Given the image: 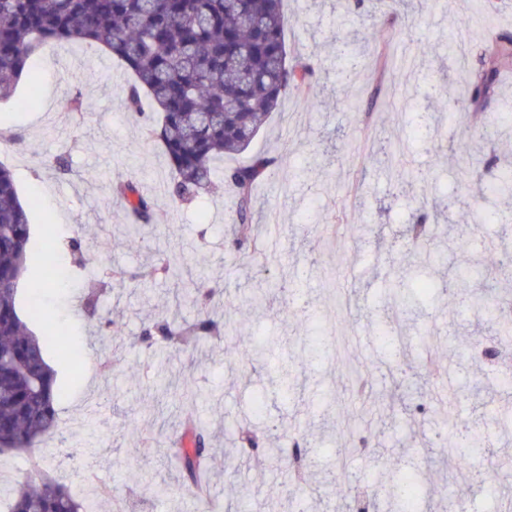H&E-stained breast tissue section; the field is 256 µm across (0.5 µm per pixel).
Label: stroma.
Listing matches in <instances>:
<instances>
[{"label":"stroma","instance_id":"1","mask_svg":"<svg viewBox=\"0 0 512 512\" xmlns=\"http://www.w3.org/2000/svg\"><path fill=\"white\" fill-rule=\"evenodd\" d=\"M495 8L468 32V57L448 50L449 13H477L481 0H385L384 36L393 40L392 61L361 66L355 45L338 58L333 41L350 29L373 22L370 4L357 0H283L291 57L310 65L320 91L317 106L286 96L251 143L250 152L277 157L278 165L260 183L257 198L268 246L254 259L233 252L227 230L233 222L232 197L225 189L202 192L182 202L166 192L168 161L147 130L129 121L125 96L129 76L112 61L104 78L96 50L47 46L36 56L37 78L22 82L18 95L36 94L38 105L25 111L0 102V162L13 174L22 202H33L31 235L35 246L29 270L18 286L21 317L34 299L30 281L47 254H70L81 242L82 259L70 277L46 289L42 303L80 354L79 364L48 351L60 397L61 431L35 451L46 471L84 490L93 512H200L197 492L185 485L172 459L175 439L185 436L187 420L204 427L215 457L209 465V512H268L277 498L289 512L297 494L306 512H349L357 487L376 473L394 478L387 463L413 462L440 470L443 480L429 488L432 512H502L512 500V394L500 391V371L466 357L464 341L485 340L488 330L456 288L429 299L424 311L404 322L399 357H391L375 338L374 323L389 317L392 275L383 262L390 246L403 245V225L413 223L417 202H440L430 257L419 268L433 278H451L472 234L503 236L512 252V194L490 198L482 181L461 182L456 149L472 128L471 115L512 112V74L479 104L463 101L449 119L438 88L463 90L492 35L512 36V0ZM81 93L80 112L63 111L72 93ZM436 117L447 155H437L417 131L418 116ZM398 138L408 144L407 179L395 181L383 164L382 148ZM131 181L154 204V222L137 247L124 240L129 217L112 193L115 183ZM497 211L496 224L479 223ZM53 237H46V224ZM373 225L372 234L360 231ZM171 259L220 288L217 311L234 332L216 350L167 354L136 343L154 316L192 318L191 304L174 308L162 281L134 278L139 268ZM129 271V279L104 277L105 269ZM268 290L266 306L249 303L253 285ZM124 323L121 360L109 371L111 335L90 321L87 293ZM332 331L338 354L313 364L300 339L312 327ZM270 339L273 360L290 364L298 380L294 395L282 398L263 370L245 359L253 337ZM429 337L432 350L418 346ZM453 366V395L442 394L433 361ZM401 362L409 379L425 378V411L415 399L390 400L384 372ZM187 384L199 392L192 406L167 396L154 409L144 397L158 382ZM259 416H252L253 407ZM251 418L258 427L279 428L271 445L287 455L289 438H307L306 482L266 455L241 452L233 433L236 421ZM479 419L491 451L468 457L457 436V421ZM494 472L498 492L487 495L476 474ZM158 474L167 485L158 495L143 487V473Z\"/></svg>","mask_w":512,"mask_h":512}]
</instances>
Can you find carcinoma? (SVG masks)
Segmentation results:
<instances>
[{
	"mask_svg": "<svg viewBox=\"0 0 512 512\" xmlns=\"http://www.w3.org/2000/svg\"><path fill=\"white\" fill-rule=\"evenodd\" d=\"M282 0H0V100L13 96L29 60L46 44L107 47L131 73L127 106L132 120L146 126L163 146L170 167L168 192L178 200L195 198L215 182L234 193L236 250L249 257L262 254L256 233L259 210L254 187L268 176L275 158L257 155L224 171L215 161L244 153L288 91L317 100L305 67L288 66ZM496 63L475 73L471 97L478 99L497 88L502 70L512 66V41L504 36L495 47ZM483 130L495 133L512 127V112L481 119ZM494 175L490 191L512 187V169L495 161L470 158L463 175ZM113 193L124 209L147 225L153 202L136 185L124 182ZM429 213L404 230L406 252L389 257L398 290L392 294L395 311L415 312L437 290L435 281L413 274L416 263L427 259ZM32 248L28 208L21 202L11 170L0 163V454L27 453L56 437L60 419L56 408L55 374L45 348L75 357L58 334L53 315L40 305L32 314L43 323L36 335L16 306L18 282ZM158 271L174 280L177 301L188 300L196 309L189 323L158 320L142 331V341L181 351L186 347L217 344L229 335L227 325L211 313L216 289L197 278L186 282L183 267L167 261ZM60 280L55 266L44 269L31 287L42 291ZM88 317L112 335L123 325L112 312L86 305ZM476 317L498 336L499 345L512 346V304L496 288L482 285L472 295ZM283 393L297 380L288 367L276 369ZM468 454L484 456L489 440L478 425L469 426ZM173 457L184 480L196 486L207 462L205 434L195 430L189 446L178 445ZM421 476L406 463L398 480L374 488L377 501L414 512L421 499ZM9 512H88L85 500L31 462V473L10 492Z\"/></svg>",
	"mask_w": 512,
	"mask_h": 512,
	"instance_id": "obj_1",
	"label": "carcinoma"
}]
</instances>
